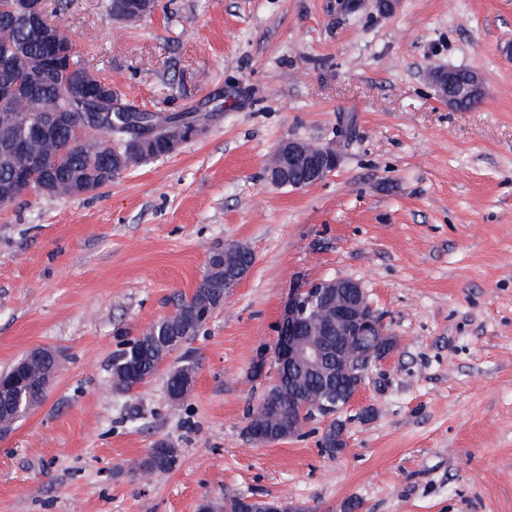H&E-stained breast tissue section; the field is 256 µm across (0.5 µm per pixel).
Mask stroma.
Returning a JSON list of instances; mask_svg holds the SVG:
<instances>
[{
	"label": "stroma",
	"mask_w": 512,
	"mask_h": 512,
	"mask_svg": "<svg viewBox=\"0 0 512 512\" xmlns=\"http://www.w3.org/2000/svg\"><path fill=\"white\" fill-rule=\"evenodd\" d=\"M57 23L120 103L200 128L180 150L78 197L0 206V371L36 346L60 367L0 437V512H198L241 494L305 512H512V0H399L388 17L336 0H159L120 25L105 0ZM478 71L486 96L440 106L428 74ZM292 137L333 146L304 189L267 166ZM247 277L165 370L112 387L123 344L191 295L214 250ZM359 280L397 348L371 367L345 447L323 426L265 443L245 428L274 379L290 288ZM175 467L135 468L159 442Z\"/></svg>",
	"instance_id": "obj_1"
}]
</instances>
